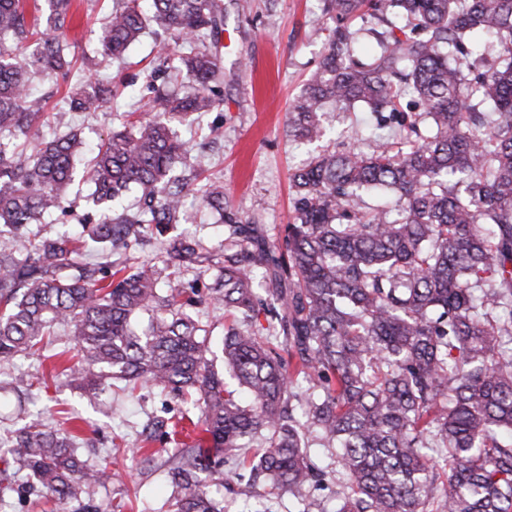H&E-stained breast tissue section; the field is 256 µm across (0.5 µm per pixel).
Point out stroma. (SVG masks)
<instances>
[{"label":"stroma","instance_id":"stroma-1","mask_svg":"<svg viewBox=\"0 0 512 512\" xmlns=\"http://www.w3.org/2000/svg\"><path fill=\"white\" fill-rule=\"evenodd\" d=\"M111 8V0H81L66 38L76 77L111 84L117 92L115 103L101 112H76L65 99V84L35 78L30 101L40 108L42 118L29 132V147L73 129L94 148L125 122L127 113L148 112L152 93L146 77L154 69L174 66L179 48L162 50L164 34L154 25L123 58L101 57L96 51L98 28ZM334 25L324 0H224V30L217 47L224 63L223 109L173 125L190 149L183 175H190L192 167H202L205 177L223 183L226 210L265 225L272 236L290 220V178L313 154L345 147L372 149L370 130L377 119L363 106L344 112L325 105L322 124L326 135L320 141L304 142L288 131V108L321 59L324 29ZM91 187L87 179L69 186L65 212L31 225L30 237L53 236L87 223L92 213L87 199ZM175 232L199 241L215 254L224 251V227L198 193L186 197ZM66 364L63 357L42 362L24 353L0 362V438L9 437L27 415L42 413L76 435L89 462L110 456L114 476L100 491L101 506L120 502L122 512H172L168 454H159L155 468L149 471L140 467L130 450L138 444L146 419L177 421L185 414L186 404L148 387L132 393L124 383L116 382L108 404L99 406L63 374ZM43 372L50 376L48 384L34 385L25 405H18L15 390L21 381ZM219 499L226 512H253L261 504L271 512H294L296 508L288 492L271 489L261 481L245 484L233 476L225 482Z\"/></svg>","mask_w":512,"mask_h":512}]
</instances>
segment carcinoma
I'll return each mask as SVG.
<instances>
[{
  "mask_svg": "<svg viewBox=\"0 0 512 512\" xmlns=\"http://www.w3.org/2000/svg\"><path fill=\"white\" fill-rule=\"evenodd\" d=\"M44 2L29 21L25 0H0V361L39 352L65 324L77 358L66 371L88 396L120 380L199 410L188 441L153 421L131 450L149 466L147 445L175 441L174 512H224L212 489L258 434L238 467L299 503L332 479L335 507L321 512H512V0H326L336 27L289 132L321 138L326 102L402 119L370 152H325L299 168L278 239L225 217L208 297L233 317L222 373L209 364V332L186 312L190 284L158 288L160 267L206 271L211 255L187 239L150 260L129 250L147 228L178 223L193 191L175 174L188 147L169 122L223 103L222 62L206 40L218 41L224 0H114L101 54L123 57L154 23L186 45L174 69L193 92H155L157 119L113 130L87 160L76 132L33 151L23 141L42 117L26 106L35 74L67 84L72 73L62 33L73 0ZM362 31L377 44L366 61L354 59ZM37 34L32 60H17ZM407 95L421 111L402 113ZM69 99L99 112L113 94L87 82ZM81 165L99 222L77 238L30 239V225L63 210ZM373 190L396 197V218L361 206ZM89 245L125 259L83 261ZM310 433L335 450L336 468L312 460ZM0 463L1 502L27 490L25 478L47 502L99 512L111 479L107 458L81 459L73 436L38 415L0 441Z\"/></svg>",
  "mask_w": 512,
  "mask_h": 512,
  "instance_id": "obj_1",
  "label": "carcinoma"
}]
</instances>
